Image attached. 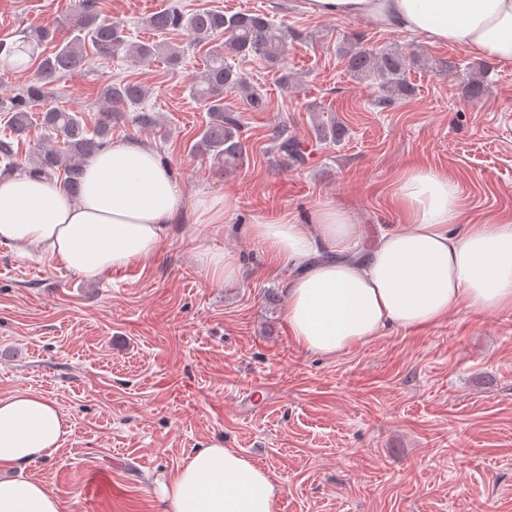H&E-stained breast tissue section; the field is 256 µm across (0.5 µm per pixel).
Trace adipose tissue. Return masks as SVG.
<instances>
[{
  "label": "adipose tissue",
  "mask_w": 512,
  "mask_h": 512,
  "mask_svg": "<svg viewBox=\"0 0 512 512\" xmlns=\"http://www.w3.org/2000/svg\"><path fill=\"white\" fill-rule=\"evenodd\" d=\"M301 7L512 63V0H302ZM390 200L405 221L371 241L333 205L249 224V237L291 270L284 319L302 350L333 356L387 329L432 325L463 308L512 309V217L461 228L458 184L418 167L394 185ZM232 207L223 197L188 199L153 147L116 139L86 164L79 196L43 177L0 178V242L37 246L47 260L94 278L154 259L186 209L220 232ZM193 255L218 277L240 273L237 258L211 238H194ZM67 434L53 400L0 396V512H62L28 469ZM158 487L166 512H274L280 494L265 468L218 438L201 443Z\"/></svg>",
  "instance_id": "obj_1"
}]
</instances>
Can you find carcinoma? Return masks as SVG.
Listing matches in <instances>:
<instances>
[{
	"mask_svg": "<svg viewBox=\"0 0 512 512\" xmlns=\"http://www.w3.org/2000/svg\"><path fill=\"white\" fill-rule=\"evenodd\" d=\"M66 36L48 55L38 53L45 42L56 40V29L29 26L14 32V40L0 42V53L15 57L18 67L37 63L34 79L20 92L4 100L0 98V117L17 138L25 136L32 125V114L40 110L42 125L47 130L43 141L37 143L28 157L19 159L14 143L0 140V173L16 171L39 177H60L65 190L76 194L81 189L86 163L98 152L111 146L112 121L128 107L141 102L147 90L138 83L112 82L102 84L100 97L106 105L94 125L85 121L82 113L44 106L46 88L63 77L82 73L89 63L87 46H92L100 58H110L120 50L137 62L150 61L162 55L172 66L181 63L184 50L177 46L154 42L129 44L124 38V25L101 17L98 0H78L63 20ZM155 31L183 30L196 43L218 37L222 45L207 52L204 69L188 86L189 96L206 104L209 121L198 133L192 151L211 158L225 171L242 166L246 152L241 138L240 116L224 110V94L238 93L247 109L263 112L268 100L262 89L247 82L239 64L256 57L275 64L282 60L290 37L288 27L261 13L224 14L202 10L184 13L177 5L156 12L146 19ZM351 76L369 80L378 89L376 105L388 108L413 92L407 80L410 68L425 61V55L413 49H373L356 41L338 47ZM486 93V84L479 74L465 83V94L478 101ZM271 150L284 161L294 165L305 163L304 147L288 135L284 127L275 131Z\"/></svg>",
	"mask_w": 512,
	"mask_h": 512,
	"instance_id": "cac0c4a2",
	"label": "carcinoma"
}]
</instances>
